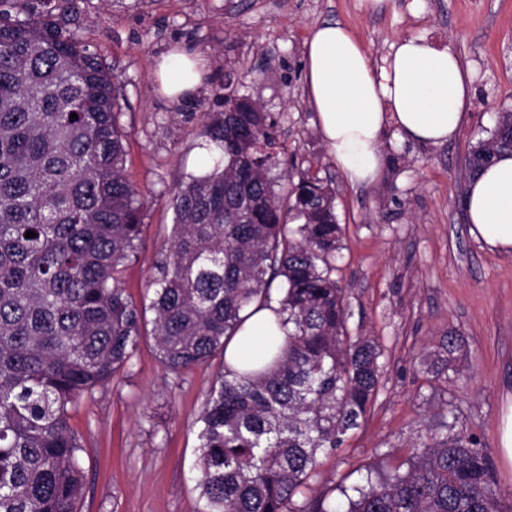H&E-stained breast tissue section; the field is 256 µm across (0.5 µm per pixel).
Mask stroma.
Segmentation results:
<instances>
[{"mask_svg":"<svg viewBox=\"0 0 512 512\" xmlns=\"http://www.w3.org/2000/svg\"><path fill=\"white\" fill-rule=\"evenodd\" d=\"M78 26L118 77L129 131L127 176L147 194L142 246L123 286L149 304L146 280L173 222L174 187L210 172L219 150L201 151L200 113L224 109V83L259 101L277 123L282 172L316 177L335 191L343 249L336 277L352 335L375 340L383 386L367 420L323 456L314 495L343 504L367 471H407L420 437L458 423L490 450L503 507L512 506V462L499 447L512 402V256L490 251L466 222V159L498 112L512 110V0H77ZM328 21L348 27L373 68L396 40L425 37L469 69L472 100L451 142L400 140L387 125L385 165L354 185L337 167L305 95L307 42ZM203 54L198 94L171 103L156 64L176 47ZM463 355L448 383L426 372L442 336ZM220 361L167 374L151 337L127 367L70 412L84 447L76 512H199L197 431Z\"/></svg>","mask_w":512,"mask_h":512,"instance_id":"obj_1","label":"stroma"}]
</instances>
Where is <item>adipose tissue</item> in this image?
<instances>
[{"label": "adipose tissue", "instance_id": "adipose-tissue-1", "mask_svg": "<svg viewBox=\"0 0 512 512\" xmlns=\"http://www.w3.org/2000/svg\"><path fill=\"white\" fill-rule=\"evenodd\" d=\"M201 54L182 50L158 65L160 91L172 102L193 97L203 79ZM306 85L317 127L350 182H374L383 165L381 135L395 124L402 137L433 145L459 132L469 102L463 66L449 49L421 37L398 40L380 71H373L354 35L340 23H324L309 38ZM471 235L489 250L512 255V155L501 156L468 180ZM270 307L252 308L226 345L237 369L270 361L272 338H283Z\"/></svg>", "mask_w": 512, "mask_h": 512}]
</instances>
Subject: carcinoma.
<instances>
[{"label":"carcinoma","instance_id":"cac0c4a2","mask_svg":"<svg viewBox=\"0 0 512 512\" xmlns=\"http://www.w3.org/2000/svg\"><path fill=\"white\" fill-rule=\"evenodd\" d=\"M0 0V512H74L84 470L69 411L130 361L144 312L122 288L148 198L126 177L119 88L71 29L75 8ZM78 118L70 120V114ZM224 164L179 184L171 241L148 280L153 336L176 376L224 354L254 303L278 305L284 343L261 369L223 372L198 422L201 512H330L294 498L370 414L381 351L348 330L335 278L343 230L332 189L300 178L278 192L267 112H203ZM512 153V111L470 152L467 176ZM33 231L36 236L25 237ZM280 288L273 289L275 280ZM462 338L429 367L456 371ZM346 512H506L480 437L456 422L414 461L354 488Z\"/></svg>","mask_w":512,"mask_h":512}]
</instances>
